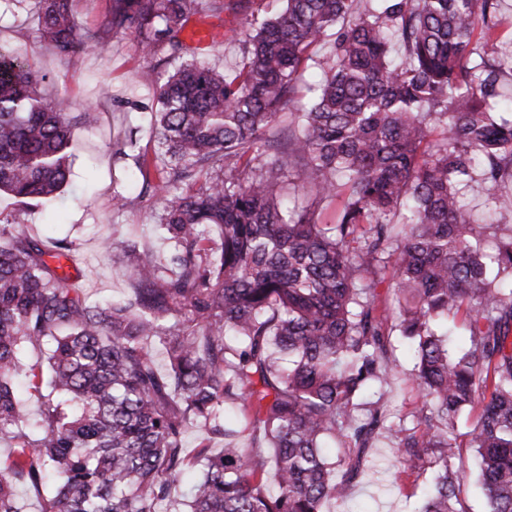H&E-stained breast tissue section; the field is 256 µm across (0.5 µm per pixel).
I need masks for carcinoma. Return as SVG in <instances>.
<instances>
[{
  "label": "carcinoma",
  "mask_w": 512,
  "mask_h": 512,
  "mask_svg": "<svg viewBox=\"0 0 512 512\" xmlns=\"http://www.w3.org/2000/svg\"><path fill=\"white\" fill-rule=\"evenodd\" d=\"M24 1L61 56L131 32L144 55L179 65L146 78L155 147L113 138L160 202L166 244L103 242L131 270L125 301L85 304L64 272L71 243L47 249L0 225V441L14 448L0 512H27L19 483L41 512H326L385 432L411 473L435 474L419 512H467L448 461L476 406L466 436L487 512H512V284L491 276L512 274V237L485 251L487 225L461 201L476 172L512 215V119L487 104L500 72L471 63L474 34L497 39V0H281L252 16L230 73L182 39L195 0H109L85 34L71 0L0 4ZM207 4L222 21L253 0ZM326 39L318 94L297 109L310 48ZM38 84L25 57L0 52V194L48 203L67 182L72 118ZM293 159L304 205L284 196ZM338 197L336 223H323ZM387 272L394 303L381 307ZM460 313L457 348L448 317ZM395 336L421 401L396 421L384 401ZM27 346L49 367L30 369L35 391L49 389L34 432L13 383ZM246 437L270 453L248 452Z\"/></svg>",
  "instance_id": "1"
}]
</instances>
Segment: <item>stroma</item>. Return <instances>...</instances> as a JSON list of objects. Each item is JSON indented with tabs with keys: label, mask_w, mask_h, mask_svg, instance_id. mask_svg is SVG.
Instances as JSON below:
<instances>
[{
	"label": "stroma",
	"mask_w": 512,
	"mask_h": 512,
	"mask_svg": "<svg viewBox=\"0 0 512 512\" xmlns=\"http://www.w3.org/2000/svg\"><path fill=\"white\" fill-rule=\"evenodd\" d=\"M496 20V43L477 42L476 55L503 63L499 86L512 90V70L506 67L512 57V0H498ZM191 21L212 29L214 39L207 55L213 64L221 68L241 61L240 38L248 27L245 15L228 12L218 20L210 17L205 0H198ZM1 44L26 51L30 65L42 78L41 93L54 99L60 111L81 115L100 86L112 88L111 100L96 110V122H79L72 128L70 172L54 207L21 203L4 194L0 196V224L14 225L44 241L58 238L71 243L75 261L69 274L86 304L122 297L126 268L119 257L103 252L101 242L115 232L151 239L159 203L142 195L140 184L131 178L133 160L115 156L112 139L140 124L134 97L143 91V74L159 70L160 65L144 57L131 33L114 39L104 52L90 49L72 58L60 56L40 42L29 14L20 6L0 14ZM118 184L127 188L128 200L122 208L112 203ZM370 457L369 476L354 485L350 499L336 504L334 512H418L429 476L414 478L405 473L403 458L390 436L376 441Z\"/></svg>",
	"instance_id": "35a3bbf8"
}]
</instances>
